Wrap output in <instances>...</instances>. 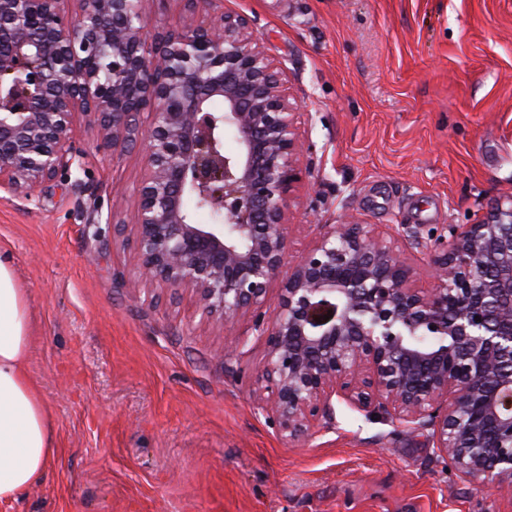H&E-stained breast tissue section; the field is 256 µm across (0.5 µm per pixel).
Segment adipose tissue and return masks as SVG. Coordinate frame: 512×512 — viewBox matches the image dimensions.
Masks as SVG:
<instances>
[{"label": "adipose tissue", "mask_w": 512, "mask_h": 512, "mask_svg": "<svg viewBox=\"0 0 512 512\" xmlns=\"http://www.w3.org/2000/svg\"><path fill=\"white\" fill-rule=\"evenodd\" d=\"M29 302L0 254V503L44 474L57 452L56 421L29 378Z\"/></svg>", "instance_id": "ef3b65f1"}]
</instances>
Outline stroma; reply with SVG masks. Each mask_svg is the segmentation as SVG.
Listing matches in <instances>:
<instances>
[{
  "label": "stroma",
  "instance_id": "stroma-1",
  "mask_svg": "<svg viewBox=\"0 0 512 512\" xmlns=\"http://www.w3.org/2000/svg\"><path fill=\"white\" fill-rule=\"evenodd\" d=\"M249 17L303 114L312 175L290 259L343 216L421 246L512 206V0H224ZM82 169L25 201L0 191V253L27 292V372L57 424L41 480L0 512H512L462 477L430 429L333 395L295 446L258 410L266 345L252 316L221 328L185 291L158 305L138 259L87 223L136 221L146 160L103 154L77 124Z\"/></svg>",
  "mask_w": 512,
  "mask_h": 512
}]
</instances>
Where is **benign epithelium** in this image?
<instances>
[{"mask_svg": "<svg viewBox=\"0 0 512 512\" xmlns=\"http://www.w3.org/2000/svg\"><path fill=\"white\" fill-rule=\"evenodd\" d=\"M63 2L0 0V190L27 198L81 166V121L98 152L139 148L137 222L95 206L89 223L133 248L134 287L151 302L183 288L222 326L253 314L267 346L255 402L289 441L309 440L339 388L429 427L459 473L512 493V207L425 246L429 288L395 238L357 220L324 226L292 262L287 229L310 172L284 71L251 20L224 0H184L193 20L151 38L144 0ZM188 198L221 221L194 223Z\"/></svg>", "mask_w": 512, "mask_h": 512, "instance_id": "1", "label": "benign epithelium"}]
</instances>
